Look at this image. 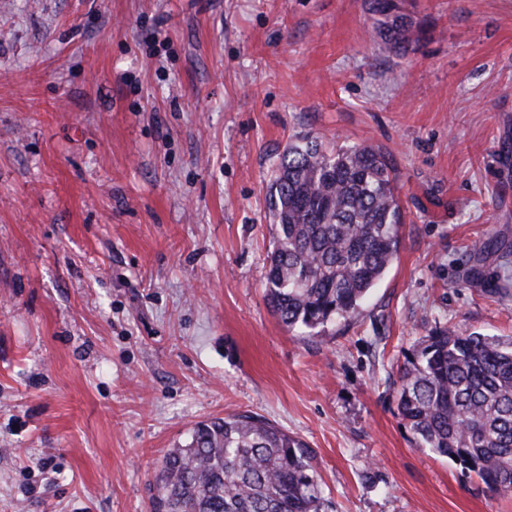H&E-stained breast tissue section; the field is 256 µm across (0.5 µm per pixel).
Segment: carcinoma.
Here are the masks:
<instances>
[{"instance_id": "carcinoma-1", "label": "carcinoma", "mask_w": 512, "mask_h": 512, "mask_svg": "<svg viewBox=\"0 0 512 512\" xmlns=\"http://www.w3.org/2000/svg\"><path fill=\"white\" fill-rule=\"evenodd\" d=\"M378 49L422 39L405 0H363ZM275 226L268 299L281 324L320 336L360 308L398 254L404 212L378 148L288 144L268 190ZM499 250L471 247L476 260ZM397 409L418 448L454 461L494 493H512V339L436 329L404 352ZM313 451L262 416L201 421L155 477L158 512H333Z\"/></svg>"}]
</instances>
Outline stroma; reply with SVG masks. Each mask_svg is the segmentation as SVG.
<instances>
[{
    "label": "stroma",
    "mask_w": 512,
    "mask_h": 512,
    "mask_svg": "<svg viewBox=\"0 0 512 512\" xmlns=\"http://www.w3.org/2000/svg\"><path fill=\"white\" fill-rule=\"evenodd\" d=\"M379 52L363 0H0V512H153L165 453L250 411L303 440L335 512H512L397 413L438 327L512 338V0H413ZM392 158L382 280L315 338L266 297L289 143Z\"/></svg>",
    "instance_id": "1"
}]
</instances>
